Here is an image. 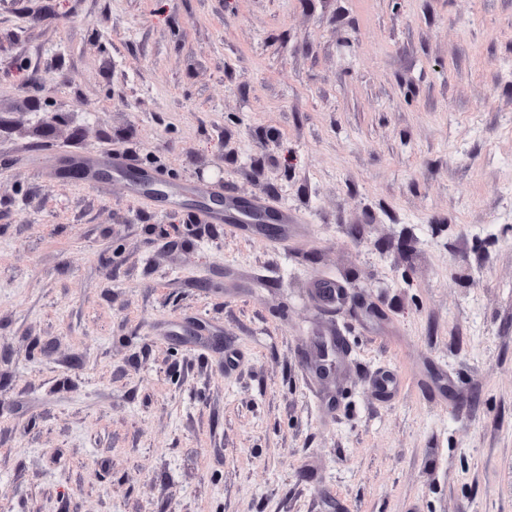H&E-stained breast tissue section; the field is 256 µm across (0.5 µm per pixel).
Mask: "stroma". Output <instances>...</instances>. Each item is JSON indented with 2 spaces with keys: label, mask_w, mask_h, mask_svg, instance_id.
Listing matches in <instances>:
<instances>
[{
  "label": "stroma",
  "mask_w": 512,
  "mask_h": 512,
  "mask_svg": "<svg viewBox=\"0 0 512 512\" xmlns=\"http://www.w3.org/2000/svg\"><path fill=\"white\" fill-rule=\"evenodd\" d=\"M0 512H512V0H0ZM339 349L340 343L338 341H333L330 345V349L328 345H322V349H316L313 356L306 357L305 363L311 367H315L322 377L328 378L337 371L335 353L337 355Z\"/></svg>",
  "instance_id": "obj_1"
}]
</instances>
